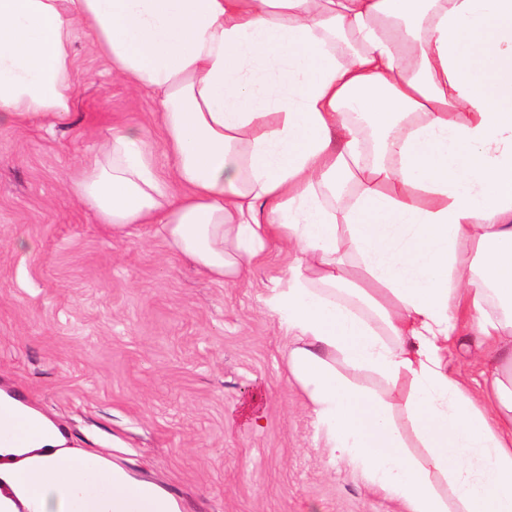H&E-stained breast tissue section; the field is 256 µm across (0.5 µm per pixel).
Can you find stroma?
<instances>
[{"instance_id": "35a3bbf8", "label": "stroma", "mask_w": 512, "mask_h": 512, "mask_svg": "<svg viewBox=\"0 0 512 512\" xmlns=\"http://www.w3.org/2000/svg\"><path fill=\"white\" fill-rule=\"evenodd\" d=\"M74 62L67 118L0 134V392L182 512H401L327 448L288 371L291 337L265 304L287 249L220 283L151 228L112 232L76 201L71 179L110 126L159 130L155 94L114 76L82 29Z\"/></svg>"}]
</instances>
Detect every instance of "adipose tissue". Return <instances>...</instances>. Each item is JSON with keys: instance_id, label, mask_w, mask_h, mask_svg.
Returning a JSON list of instances; mask_svg holds the SVG:
<instances>
[{"instance_id": "1", "label": "adipose tissue", "mask_w": 512, "mask_h": 512, "mask_svg": "<svg viewBox=\"0 0 512 512\" xmlns=\"http://www.w3.org/2000/svg\"><path fill=\"white\" fill-rule=\"evenodd\" d=\"M79 27L158 92L168 167L116 125L75 197L218 282L287 246L266 305L327 447L402 512H512V0H0V133L69 115ZM464 328L474 389L448 371ZM0 414L25 429L0 512H180Z\"/></svg>"}]
</instances>
